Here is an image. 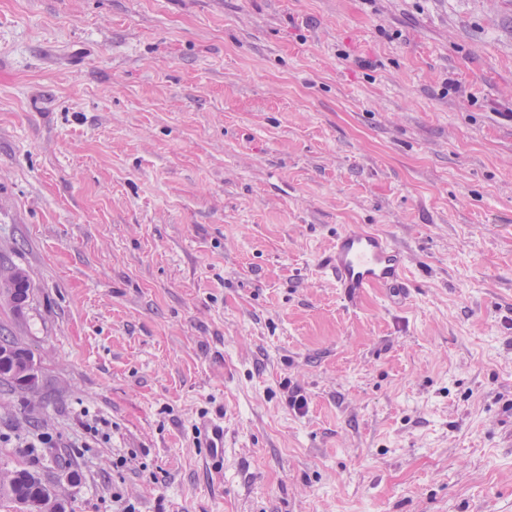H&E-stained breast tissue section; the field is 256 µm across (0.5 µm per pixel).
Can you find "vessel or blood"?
<instances>
[{
    "mask_svg": "<svg viewBox=\"0 0 512 512\" xmlns=\"http://www.w3.org/2000/svg\"><path fill=\"white\" fill-rule=\"evenodd\" d=\"M326 269L337 288L348 300H355L366 289L390 286L406 280V263L401 250L386 237L374 232L345 229L337 233L336 243L328 255ZM196 432L213 464L224 461V423L201 418Z\"/></svg>",
    "mask_w": 512,
    "mask_h": 512,
    "instance_id": "obj_1",
    "label": "vessel or blood"
}]
</instances>
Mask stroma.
<instances>
[{"instance_id":"1","label":"stroma","mask_w":512,"mask_h":512,"mask_svg":"<svg viewBox=\"0 0 512 512\" xmlns=\"http://www.w3.org/2000/svg\"><path fill=\"white\" fill-rule=\"evenodd\" d=\"M1 266L67 512H512V0H0ZM324 268L349 301L357 299L367 288L406 281L401 250L377 233L350 228L337 233ZM196 432L212 463L221 465L224 461V421L202 417L196 424Z\"/></svg>"}]
</instances>
